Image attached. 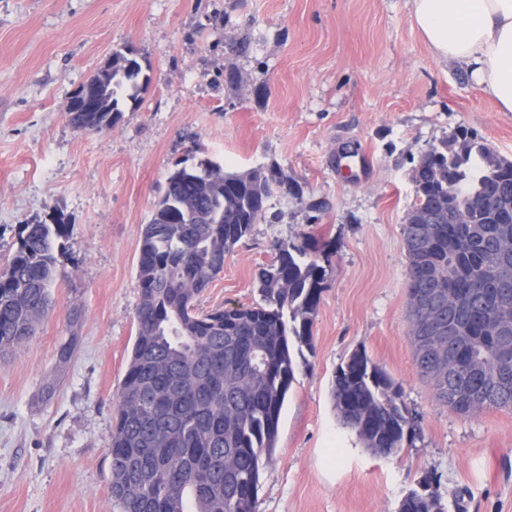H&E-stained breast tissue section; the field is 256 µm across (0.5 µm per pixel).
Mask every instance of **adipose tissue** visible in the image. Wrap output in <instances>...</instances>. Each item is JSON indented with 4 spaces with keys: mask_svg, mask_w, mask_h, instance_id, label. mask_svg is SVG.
Segmentation results:
<instances>
[{
    "mask_svg": "<svg viewBox=\"0 0 512 512\" xmlns=\"http://www.w3.org/2000/svg\"><path fill=\"white\" fill-rule=\"evenodd\" d=\"M412 18L437 58L512 112V0H413Z\"/></svg>",
    "mask_w": 512,
    "mask_h": 512,
    "instance_id": "1",
    "label": "adipose tissue"
}]
</instances>
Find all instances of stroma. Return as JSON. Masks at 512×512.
Instances as JSON below:
<instances>
[{"label": "stroma", "mask_w": 512, "mask_h": 512, "mask_svg": "<svg viewBox=\"0 0 512 512\" xmlns=\"http://www.w3.org/2000/svg\"><path fill=\"white\" fill-rule=\"evenodd\" d=\"M117 50L147 87L112 129L74 128L72 95ZM460 129L512 159V112L433 56L410 0H0V265L21 225H71L52 309L0 358V512H120L107 446L138 329V242L169 174L204 159L277 165L296 191L273 192L200 310L255 303L281 241L333 248L259 512H398L428 474L444 505L465 487L469 512H512V409L468 418L437 404L410 335L413 169ZM357 349L419 415L398 454H372L334 408L336 369Z\"/></svg>", "instance_id": "obj_1"}]
</instances>
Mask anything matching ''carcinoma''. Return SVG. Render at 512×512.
I'll return each instance as SVG.
<instances>
[{
  "instance_id": "cac0c4a2",
  "label": "carcinoma",
  "mask_w": 512,
  "mask_h": 512,
  "mask_svg": "<svg viewBox=\"0 0 512 512\" xmlns=\"http://www.w3.org/2000/svg\"><path fill=\"white\" fill-rule=\"evenodd\" d=\"M141 74L135 57L114 52L110 71L74 93L102 101L103 110L70 105V124L112 128L121 115L117 89L125 82L138 87ZM413 183L403 225L409 308L438 280L470 296L468 306L452 311L464 330L454 348L460 372L445 384L428 360L416 361L419 371L436 400L454 411L457 395L475 394L467 417L511 409L512 368L498 363L483 317L494 311L512 322V278L502 263L512 223H492L474 201L499 189L512 220V160L461 130L429 148ZM275 188L293 191L275 165L233 172L202 160L166 179L138 243V330L107 448L111 475H147L135 499L111 485L121 512H258L260 464L276 448L295 380L290 339L313 347L330 243L312 235L281 242L255 275L259 300L250 306L201 312L197 301L223 271L226 255L266 220ZM463 214L469 223H448V216ZM69 234L61 217L22 225L16 252L0 268L1 353L30 340L52 307L55 246ZM332 399L343 423L373 454H397L412 436L415 416L401 387L362 349L336 369ZM429 482L427 475L398 512H446Z\"/></svg>"
}]
</instances>
